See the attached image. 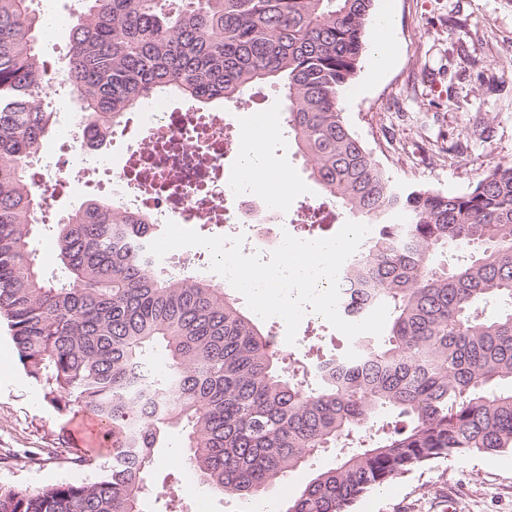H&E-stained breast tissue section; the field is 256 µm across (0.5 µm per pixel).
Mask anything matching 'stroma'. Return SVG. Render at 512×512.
I'll list each match as a JSON object with an SVG mask.
<instances>
[{
	"instance_id": "obj_1",
	"label": "stroma",
	"mask_w": 512,
	"mask_h": 512,
	"mask_svg": "<svg viewBox=\"0 0 512 512\" xmlns=\"http://www.w3.org/2000/svg\"><path fill=\"white\" fill-rule=\"evenodd\" d=\"M391 5L392 36L398 46L393 65L378 76L361 67L342 101L347 126L372 158L397 182L443 192H461L483 171L512 162V0H375ZM48 14L61 16L40 50L56 69H65L77 0H44ZM281 95L253 89L234 118L243 132L282 121ZM462 145L460 158L448 149ZM264 149L288 178V208L296 210L319 194L307 165L287 138H266ZM41 173L57 186L55 206L68 210L86 196H102L93 182L59 179L57 164L66 147L57 139L42 146ZM334 328L301 321L295 343L279 340L282 357L294 368L308 365L317 351L345 346ZM80 415L62 414L26 377L6 324H0V484L38 489L60 481L88 482L91 471L74 469L62 433L72 432ZM184 437L168 435L161 460L145 491V512H241L238 499L202 484L182 460ZM329 448L296 467L251 498L252 512H285L313 474L334 467ZM512 512V450L469 453L439 459L361 497L353 512Z\"/></svg>"
}]
</instances>
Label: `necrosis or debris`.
I'll list each match as a JSON object with an SVG mask.
<instances>
[{"label":"necrosis or debris","instance_id":"4bbe7bcc","mask_svg":"<svg viewBox=\"0 0 512 512\" xmlns=\"http://www.w3.org/2000/svg\"><path fill=\"white\" fill-rule=\"evenodd\" d=\"M132 121L137 134L126 146V160L99 157L111 180L109 198L119 211H135L151 223L167 221L212 225L224 235L248 231L249 241L270 252L282 242L290 213L271 191L243 180L239 166H228L233 151L225 138L233 122L220 112H177L166 95H149ZM341 317L365 319L373 310L365 277L344 263L338 277Z\"/></svg>","mask_w":512,"mask_h":512}]
</instances>
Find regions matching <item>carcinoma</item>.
Instances as JSON below:
<instances>
[{"label": "carcinoma", "instance_id": "cac0c4a2", "mask_svg": "<svg viewBox=\"0 0 512 512\" xmlns=\"http://www.w3.org/2000/svg\"><path fill=\"white\" fill-rule=\"evenodd\" d=\"M375 0H81L68 73L103 135L161 91L196 105L274 84L325 199L372 225L354 265L390 311L365 359L332 379L287 374L270 332L209 280L137 253L157 232L103 199L56 225L62 276L31 247L41 197L29 158L57 128L30 0H0V322L58 412L104 427L89 482L0 485V512H143L171 429L210 489L247 499L324 448L336 466L286 512H351L431 461L512 450V163L463 193L393 182L345 124ZM494 303L498 312L483 316ZM164 368L155 364L156 352Z\"/></svg>", "mask_w": 512, "mask_h": 512}]
</instances>
